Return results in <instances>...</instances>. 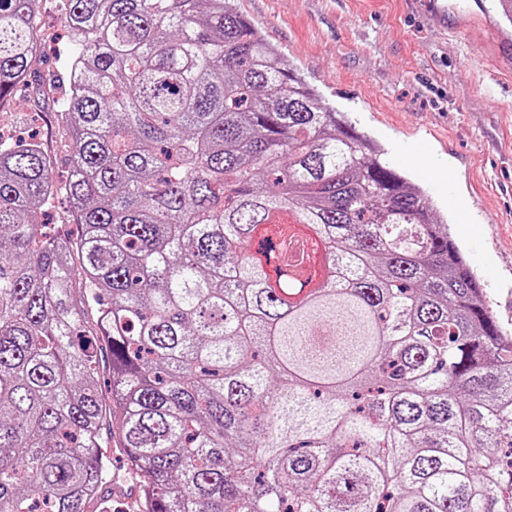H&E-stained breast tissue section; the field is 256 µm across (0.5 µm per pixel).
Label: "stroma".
<instances>
[{"mask_svg": "<svg viewBox=\"0 0 512 512\" xmlns=\"http://www.w3.org/2000/svg\"><path fill=\"white\" fill-rule=\"evenodd\" d=\"M496 0H448L435 18L425 0H234L323 103L422 186L465 253L500 326L512 333V24ZM38 78L55 97L66 88L56 49L70 43L54 0ZM37 127L57 181L70 148L52 99L18 84L0 108L9 135ZM117 502L140 505L123 449L107 440Z\"/></svg>", "mask_w": 512, "mask_h": 512, "instance_id": "stroma-1", "label": "stroma"}]
</instances>
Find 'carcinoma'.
Here are the masks:
<instances>
[{
  "label": "carcinoma",
  "instance_id": "1",
  "mask_svg": "<svg viewBox=\"0 0 512 512\" xmlns=\"http://www.w3.org/2000/svg\"><path fill=\"white\" fill-rule=\"evenodd\" d=\"M41 6L0 0V102ZM60 6L81 232L0 138V512H112L105 424L140 512H512V334L426 192L229 0ZM53 222L56 224V230L62 236H71L75 239L78 234L79 225L74 224L70 213L69 203L63 197H58L52 202L49 210Z\"/></svg>",
  "mask_w": 512,
  "mask_h": 512
}]
</instances>
